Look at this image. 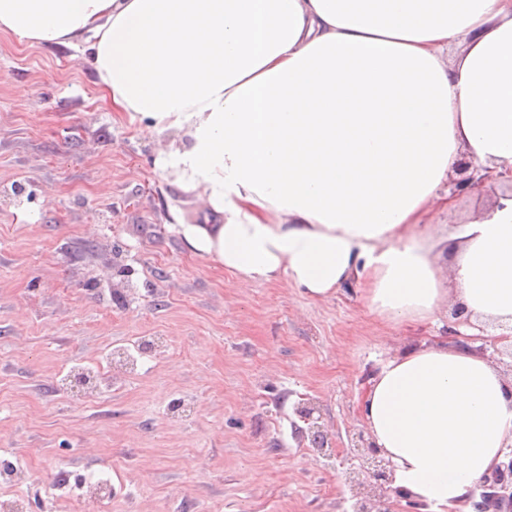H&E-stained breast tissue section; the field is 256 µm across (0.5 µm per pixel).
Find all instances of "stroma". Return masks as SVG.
<instances>
[{
    "label": "stroma",
    "instance_id": "stroma-1",
    "mask_svg": "<svg viewBox=\"0 0 512 512\" xmlns=\"http://www.w3.org/2000/svg\"><path fill=\"white\" fill-rule=\"evenodd\" d=\"M140 128L81 50L0 34V497L19 512H80L103 481L87 512H353L381 361L439 336L512 372L451 304L394 325L352 285H230L170 230L171 207L207 206L161 180L172 136Z\"/></svg>",
    "mask_w": 512,
    "mask_h": 512
}]
</instances>
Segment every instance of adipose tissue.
Returning a JSON list of instances; mask_svg holds the SVG:
<instances>
[{"label":"adipose tissue","mask_w":512,"mask_h":512,"mask_svg":"<svg viewBox=\"0 0 512 512\" xmlns=\"http://www.w3.org/2000/svg\"><path fill=\"white\" fill-rule=\"evenodd\" d=\"M0 31L83 48L117 115L178 138L160 176L211 216L174 229L233 282L512 329V0H0ZM463 158L495 193L448 232ZM362 409L422 512L512 445V380L464 346L392 354Z\"/></svg>","instance_id":"1"}]
</instances>
